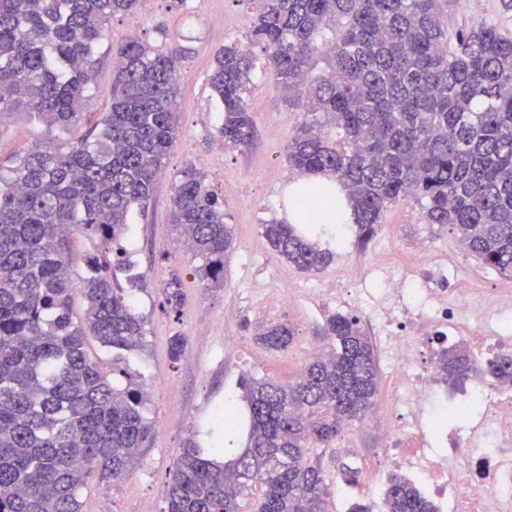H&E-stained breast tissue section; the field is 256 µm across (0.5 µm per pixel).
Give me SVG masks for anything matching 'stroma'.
Wrapping results in <instances>:
<instances>
[{
    "label": "stroma",
    "mask_w": 512,
    "mask_h": 512,
    "mask_svg": "<svg viewBox=\"0 0 512 512\" xmlns=\"http://www.w3.org/2000/svg\"><path fill=\"white\" fill-rule=\"evenodd\" d=\"M257 4L255 0H140L136 16L111 21L93 85L85 100L81 131L101 119L112 103V47L137 35L163 50L181 55L179 80L180 136L166 156L156 179L148 211L132 212L123 240L128 267L116 272L119 282L138 277L131 291L135 311L143 317L140 348L127 352L122 363L135 373L146 393L145 414L151 436L133 471L121 483L89 481L79 497L80 512H164L165 485L176 459L189 441L207 444V426L228 394L239 393L241 377L252 375L282 385L294 383L307 362L308 351L328 350L331 340L323 326L334 313L356 314L358 286L342 282L340 269L349 260H369L380 251L405 260L417 239L436 250L453 253L461 264L457 279L448 282V298L465 297L472 288L505 285L506 277L466 254L453 236L421 219L410 199L392 205L378 235L366 248L349 242L334 261L317 272H303L274 254L262 226L282 219L293 172L286 144L302 117L288 106L273 70L256 71L244 98L256 123L250 149L225 147L215 135L221 107L211 98L207 78L217 51L245 41ZM67 132L22 115L0 117V165L10 166L25 150L50 140H66ZM194 169L208 189L224 201L234 249L224 265V285L203 288L191 274L192 261L170 234L168 216L173 187L186 169ZM183 278L184 300L179 311L164 307L163 287L171 272ZM236 305L240 319L228 322L224 309ZM290 323L295 338L287 350H271L255 338L256 325ZM183 334L188 345L181 359H172L169 340ZM239 340L231 348V340ZM388 446L377 425H347L327 448L310 449L308 460L320 463L329 487L326 512H349L353 504L376 506L367 485H342L343 464L353 458L381 460Z\"/></svg>",
    "instance_id": "obj_1"
}]
</instances>
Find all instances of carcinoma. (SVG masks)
<instances>
[{
    "mask_svg": "<svg viewBox=\"0 0 512 512\" xmlns=\"http://www.w3.org/2000/svg\"><path fill=\"white\" fill-rule=\"evenodd\" d=\"M248 42L266 53L288 104L306 100L288 141L300 173L336 180L301 185L295 223L263 225L269 247L302 271L335 257L317 237L343 231L351 211L358 245L381 230L388 208L420 204L424 223L456 234L467 254L512 276V31L494 23L448 27L451 0H259ZM138 0H0V115L19 112L70 131L83 120L97 52L117 15ZM112 103L98 132L48 142L0 171V512H80L93 479L117 483L151 435L145 392L127 375L117 387L90 355L132 351L144 319L114 284L111 255L123 263L130 211L145 209L168 150L179 137L181 57L132 36L112 48ZM326 67L311 78L318 61ZM256 55L236 42L215 58L208 85L223 105L218 137L247 148L255 121L243 93ZM331 126L333 138L324 132ZM169 224L206 288L224 286L233 234L224 204L194 170L176 183ZM93 245L85 274L70 272L73 237ZM80 293L83 313L73 309ZM182 278L164 284L180 310ZM336 341L287 387L244 378L245 447L195 444L182 449L167 482L165 512H241L256 488V512H326L328 487L308 462L309 445L327 447L364 419L379 393L370 336L355 315L325 325ZM287 323L257 339L286 350ZM478 368L460 345L440 352V369L457 380ZM512 383V354L488 365ZM386 512H435L401 477L384 493Z\"/></svg>",
    "mask_w": 512,
    "mask_h": 512,
    "instance_id": "cac0c4a2",
    "label": "carcinoma"
}]
</instances>
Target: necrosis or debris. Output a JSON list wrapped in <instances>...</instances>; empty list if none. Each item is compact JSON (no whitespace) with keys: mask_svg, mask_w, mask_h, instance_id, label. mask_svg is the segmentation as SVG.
Instances as JSON below:
<instances>
[{"mask_svg":"<svg viewBox=\"0 0 512 512\" xmlns=\"http://www.w3.org/2000/svg\"><path fill=\"white\" fill-rule=\"evenodd\" d=\"M413 255L399 271L380 252L346 266L347 278L372 286L355 305L373 325L392 377L387 465L417 480L437 512H512V388L483 371L441 385L428 351L464 342L483 362L512 354V289L459 305L442 287L457 276L458 261L424 243Z\"/></svg>","mask_w":512,"mask_h":512,"instance_id":"obj_1","label":"necrosis or debris"}]
</instances>
